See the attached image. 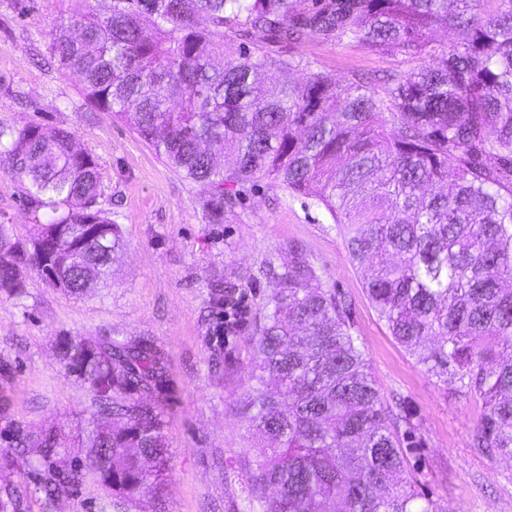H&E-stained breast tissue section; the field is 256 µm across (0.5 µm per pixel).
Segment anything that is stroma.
I'll list each match as a JSON object with an SVG mask.
<instances>
[{"label":"stroma","mask_w":512,"mask_h":512,"mask_svg":"<svg viewBox=\"0 0 512 512\" xmlns=\"http://www.w3.org/2000/svg\"><path fill=\"white\" fill-rule=\"evenodd\" d=\"M72 0H0V126H60L78 149L101 166V209L115 213L127 243L116 254L108 287L77 298L49 288L21 269L27 295L0 299V431L9 424L55 427L69 436L61 459L78 463L86 450L77 438L91 420L88 386L67 373L57 354L66 336L153 340L162 357L167 393L157 398L169 459L161 497L143 496L132 512H243L246 472L254 439L239 414L249 384L255 326L275 288L262 270L282 264L290 247L318 269L322 287L340 293L362 342L387 413L411 416L404 479L438 512H512V461L475 453L470 446L481 403L427 374L391 336L372 306L362 271L325 208L267 181L240 185L223 223H208L209 186L185 180L111 113L93 110L80 78L51 58L49 33L68 17ZM299 76L325 71L374 77L412 67L402 52L313 35L294 47ZM44 211L28 207L23 184L0 169V223L27 240ZM239 286L243 313L225 341L230 368L211 369L217 320L207 293L217 280ZM0 497L29 486L25 512H104L109 491L87 476L53 495L32 491L37 449L7 450Z\"/></svg>","instance_id":"obj_1"}]
</instances>
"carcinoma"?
I'll return each mask as SVG.
<instances>
[{
    "instance_id": "carcinoma-1",
    "label": "carcinoma",
    "mask_w": 512,
    "mask_h": 512,
    "mask_svg": "<svg viewBox=\"0 0 512 512\" xmlns=\"http://www.w3.org/2000/svg\"><path fill=\"white\" fill-rule=\"evenodd\" d=\"M76 2L86 7L54 24L50 51L90 106L210 186V224L253 180L323 205L394 339L481 401L473 448L512 460V0H110L104 14ZM437 28L458 40L436 63L387 74L383 98L358 75L300 80L293 53L264 45L314 33L417 57ZM0 165L27 183L33 209L51 212L24 242L0 224V297L26 295L23 266L73 296L106 287L125 238L98 208L96 159L72 132L30 124L0 126ZM267 266L277 288L240 397L247 429L270 442L240 461L248 512H435L403 484L407 433L381 409L337 292L299 252ZM234 294L212 288L208 307L219 315ZM58 350L91 394L88 455L59 465L66 440L52 427L15 425L8 447L40 449L43 491L85 470L129 512L167 469L146 400L164 387L159 351L148 338L85 336Z\"/></svg>"
}]
</instances>
